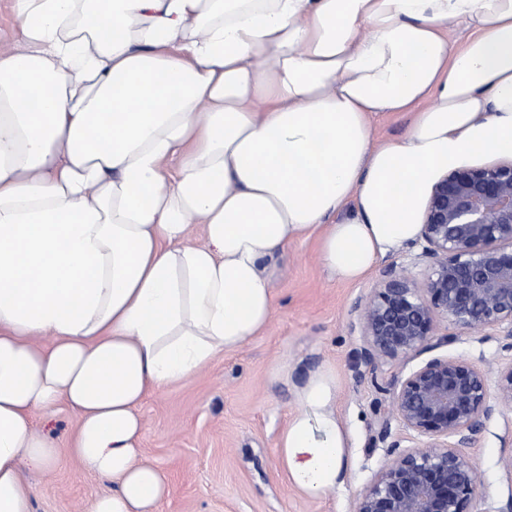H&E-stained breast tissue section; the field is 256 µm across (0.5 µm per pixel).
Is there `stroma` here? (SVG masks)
Listing matches in <instances>:
<instances>
[{
    "label": "stroma",
    "instance_id": "stroma-1",
    "mask_svg": "<svg viewBox=\"0 0 512 512\" xmlns=\"http://www.w3.org/2000/svg\"><path fill=\"white\" fill-rule=\"evenodd\" d=\"M266 267L275 305L264 330L239 350L218 354L186 383L150 393L142 404L144 454L170 484L160 512H353L381 467L413 443L391 415L384 387L394 376L448 354L484 360L494 382L500 365L512 359L497 337L461 335L441 320L432 350L370 367L352 322L380 269L356 283L330 279L313 236L289 245ZM321 369L336 375V414L350 448L344 490L313 499L280 471L275 442L298 409V388ZM77 424L62 404L33 416L34 429L59 445ZM467 454L480 483L471 512H512V472L503 465L512 455V407L498 410ZM21 472L35 488L34 512H87L92 498L112 488L64 455L50 469L25 466Z\"/></svg>",
    "mask_w": 512,
    "mask_h": 512
}]
</instances>
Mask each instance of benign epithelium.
Masks as SVG:
<instances>
[{
    "label": "benign epithelium",
    "instance_id": "1",
    "mask_svg": "<svg viewBox=\"0 0 512 512\" xmlns=\"http://www.w3.org/2000/svg\"><path fill=\"white\" fill-rule=\"evenodd\" d=\"M418 279L387 268L356 306L369 363L406 360L441 319L462 333L494 332L512 351V158L443 175L422 215ZM392 407L415 440L375 476L354 512H467L476 466L461 452L502 406H512V363L490 390L482 363L427 360L393 382Z\"/></svg>",
    "mask_w": 512,
    "mask_h": 512
}]
</instances>
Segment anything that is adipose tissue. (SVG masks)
<instances>
[{"label": "adipose tissue", "mask_w": 512, "mask_h": 512, "mask_svg": "<svg viewBox=\"0 0 512 512\" xmlns=\"http://www.w3.org/2000/svg\"><path fill=\"white\" fill-rule=\"evenodd\" d=\"M0 49V512L20 460L112 478L88 512H160L145 397L268 324L264 264L319 237L342 282L417 240L444 174L512 156V0H12ZM467 37L455 44L449 25ZM411 112L373 143L372 119ZM203 240L190 242L191 223ZM275 444L302 493L343 490L336 376ZM66 404L65 445L31 416ZM17 36L14 24L11 0H0V46L6 47Z\"/></svg>", "instance_id": "obj_1"}]
</instances>
